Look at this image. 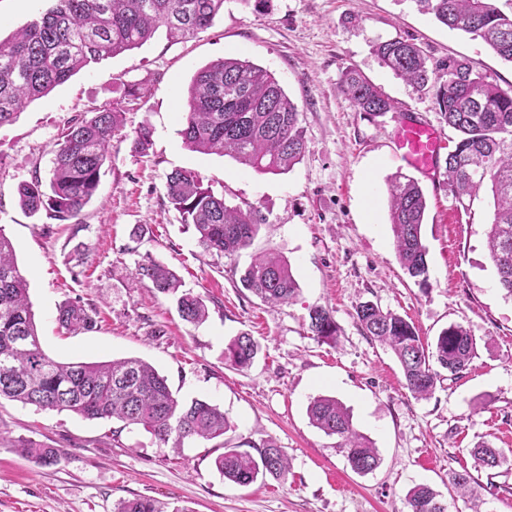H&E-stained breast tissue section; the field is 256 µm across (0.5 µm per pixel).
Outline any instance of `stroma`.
Segmentation results:
<instances>
[{"mask_svg":"<svg viewBox=\"0 0 512 512\" xmlns=\"http://www.w3.org/2000/svg\"><path fill=\"white\" fill-rule=\"evenodd\" d=\"M51 5L0 0V37ZM399 36L434 59H467L489 81L512 87V63L418 12L414 0H225L206 31L174 42L158 30L141 47L73 75L0 128V230L29 282L43 350L71 362L142 358L180 399L218 405L231 423L223 437L177 450L139 426L1 398L0 512H115L139 497L155 499L163 512H408L406 493L417 484L438 491L448 512H512V465L489 472L470 453L482 442L512 452V299L488 258L493 198L484 194L465 215L445 181L419 177L428 203L429 284L405 274L389 226L387 183L413 170L391 156L393 116L418 114L449 145L457 134L432 95L373 54V43ZM224 57L268 69L297 105L307 151L291 170L261 173L185 146L179 131L187 88L197 70ZM349 66L394 101V112L370 117L351 107L339 90ZM131 86L142 96L112 139L81 231L24 212L17 185L35 171L48 176L67 124L92 117ZM142 125L153 142L144 155L131 139ZM175 169L195 172L229 205L260 210L265 222L249 248L221 258L203 249L166 197V176ZM137 224L147 229L139 241L130 236ZM267 252L288 258L300 286L294 301L271 307L242 288L252 257ZM149 260L167 265L205 300L204 323L183 321L173 297L136 279L138 264ZM68 301L94 309L96 328H61L58 311ZM364 301L405 318L428 345L448 325H462L477 355L458 375H443L430 396L414 397L394 354L360 328L356 307ZM315 307L332 312L335 342L310 333ZM242 332L259 350L249 368L236 370L225 364L224 347ZM321 394L340 400L354 428L373 441L381 458L375 471L354 472L338 438L311 425L307 406ZM268 439L288 455L287 479L224 482L214 461L225 449L253 454ZM25 441L61 450L62 462L45 467L22 456L17 447ZM465 471L478 483L477 501L459 497L449 481Z\"/></svg>","mask_w":512,"mask_h":512,"instance_id":"obj_1","label":"stroma"}]
</instances>
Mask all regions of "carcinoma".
Returning a JSON list of instances; mask_svg holds the SVG:
<instances>
[{
	"mask_svg": "<svg viewBox=\"0 0 512 512\" xmlns=\"http://www.w3.org/2000/svg\"><path fill=\"white\" fill-rule=\"evenodd\" d=\"M419 9L453 30L481 39L512 63V14L492 0H414ZM224 10V0H54L21 32L0 40V127L16 121L20 110L71 76L101 60L138 48L159 26L172 39H187L210 28ZM380 63L417 91L430 93L444 123L458 132L444 159L448 191L456 207L471 212L474 199L490 187L494 211L487 231L490 258L500 288L512 297V89L490 83L466 59L434 61L417 43L392 38L373 46ZM340 92L368 116L394 109V103L357 69L343 71ZM122 128L121 103L105 104L89 118L72 120L53 149L47 179L35 171L17 188L21 208L45 210L50 219L81 230L80 215L95 195L100 173L110 159L112 138ZM184 144L199 153L229 155L259 172L282 173L299 163L307 150L300 112L269 71L238 58L224 57L200 68L187 90ZM169 203L186 224L194 226L205 251L232 255L247 249L263 216L250 206L227 205L185 170L166 177ZM389 224L399 263L419 284L429 279L428 249L422 237L427 209L418 181L403 174L390 179ZM12 242L0 232V398L41 410L71 411L86 419H117L138 425L163 444L179 449L187 440L215 439L230 428L219 407L200 399L184 402L167 379L137 357L110 361L60 362L41 348L31 310L28 282L14 260ZM136 276L156 292L175 298L182 320L199 324L208 317L203 299L179 292L181 282L166 265L148 261ZM244 288L262 302L279 305L299 293L291 264L277 253L259 256L240 277ZM367 336L396 356L406 388L430 396L440 373L431 362L455 376L476 356V341L463 326L444 329L427 350L415 327L400 315L366 301L356 308ZM59 325L69 331L93 329L96 318L81 305L59 310ZM308 329L324 341L336 340L337 326L327 309L309 311ZM258 344L247 333L228 341L224 360L248 368ZM312 425L341 439L351 469L368 473L380 457L373 443L354 429L347 408L333 396L313 397L307 407ZM22 455L42 466H56L62 453L32 441L19 446ZM479 467L492 471L507 462L489 445L472 450ZM225 481L248 486L261 476L286 479L288 456L267 440L255 458L235 448L215 461ZM409 512H447L439 492L424 484L407 493ZM115 512H161L150 498L121 502Z\"/></svg>",
	"mask_w": 512,
	"mask_h": 512,
	"instance_id": "1",
	"label": "carcinoma"
}]
</instances>
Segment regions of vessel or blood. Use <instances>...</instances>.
Wrapping results in <instances>:
<instances>
[{
    "label": "vessel or blood",
    "mask_w": 512,
    "mask_h": 512,
    "mask_svg": "<svg viewBox=\"0 0 512 512\" xmlns=\"http://www.w3.org/2000/svg\"><path fill=\"white\" fill-rule=\"evenodd\" d=\"M394 146L395 159L430 178H438L443 139L434 126L417 115H406L399 123Z\"/></svg>",
    "instance_id": "obj_1"
}]
</instances>
